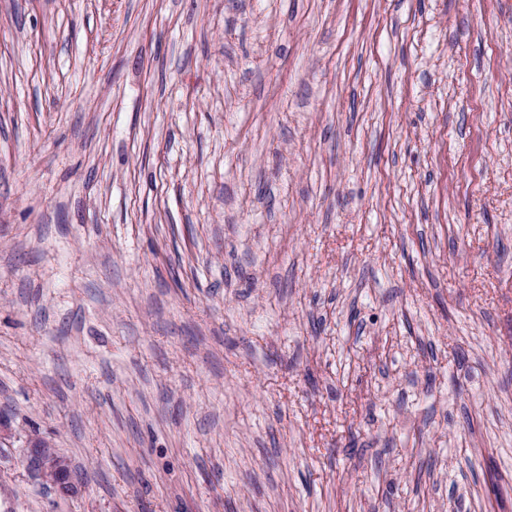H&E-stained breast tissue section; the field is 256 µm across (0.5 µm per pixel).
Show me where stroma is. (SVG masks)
Instances as JSON below:
<instances>
[{
	"label": "stroma",
	"instance_id": "obj_1",
	"mask_svg": "<svg viewBox=\"0 0 512 512\" xmlns=\"http://www.w3.org/2000/svg\"><path fill=\"white\" fill-rule=\"evenodd\" d=\"M0 416V512H512V0H0ZM26 457L28 469L50 484L59 496L68 497L77 493L69 462L57 454L49 442H31Z\"/></svg>",
	"mask_w": 512,
	"mask_h": 512
}]
</instances>
